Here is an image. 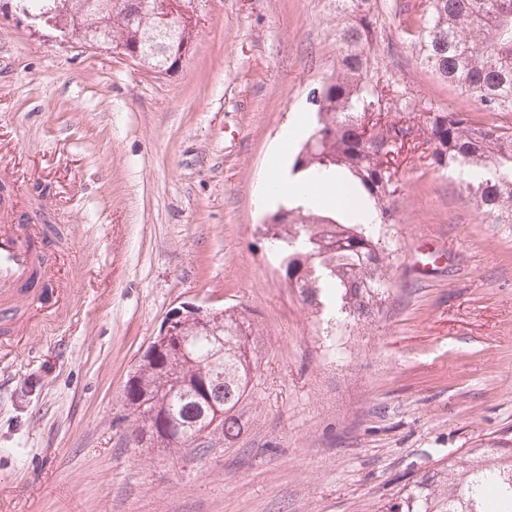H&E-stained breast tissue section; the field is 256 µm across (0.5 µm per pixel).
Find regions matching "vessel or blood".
Returning <instances> with one entry per match:
<instances>
[{
	"mask_svg": "<svg viewBox=\"0 0 512 512\" xmlns=\"http://www.w3.org/2000/svg\"><path fill=\"white\" fill-rule=\"evenodd\" d=\"M55 253L53 238L32 214H21L13 228L0 230V321L12 318L19 300L60 296L58 281L39 275L43 266L53 265Z\"/></svg>",
	"mask_w": 512,
	"mask_h": 512,
	"instance_id": "obj_1",
	"label": "vessel or blood"
}]
</instances>
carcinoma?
Wrapping results in <instances>:
<instances>
[{
    "instance_id": "carcinoma-1",
    "label": "carcinoma",
    "mask_w": 512,
    "mask_h": 512,
    "mask_svg": "<svg viewBox=\"0 0 512 512\" xmlns=\"http://www.w3.org/2000/svg\"><path fill=\"white\" fill-rule=\"evenodd\" d=\"M79 23L69 38L85 44L101 21L112 43L134 50V61L169 74L178 68L196 28H177L154 39L152 20L139 0H66ZM357 13L345 34L363 43L372 35V0H347ZM20 11L45 13L56 0H12ZM403 0L402 31L418 50L419 64L480 103L497 120L469 112L433 110L391 82L368 77V59L347 50L340 68L319 88L310 132L299 145L292 172L309 182L340 178L345 195L372 204L380 223H398V167L419 155L436 169L473 168L466 184L487 224H512V0ZM335 208L324 213L281 208L263 224L279 246V268L288 285L311 305H335L346 317L369 313L388 291L389 253L382 239L361 223L343 222ZM224 344L200 334L194 321L184 335L160 349L157 359L141 356L127 381L124 407L130 427H151L146 447L173 454L191 452L186 437L161 434L168 420L194 431L224 415V437L239 432L234 411L249 397L260 363L261 332L250 310L224 308ZM214 379L199 384L202 371ZM382 512H512V448H469L403 485Z\"/></svg>"
}]
</instances>
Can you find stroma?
Instances as JSON below:
<instances>
[{
  "instance_id": "35a3bbf8",
  "label": "stroma",
  "mask_w": 512,
  "mask_h": 512,
  "mask_svg": "<svg viewBox=\"0 0 512 512\" xmlns=\"http://www.w3.org/2000/svg\"><path fill=\"white\" fill-rule=\"evenodd\" d=\"M377 3L370 75L479 111ZM353 22L345 0H208L167 75L0 23V224L40 211L69 253L49 324L0 330L22 345L0 359V512H379L437 460L512 447V224L483 223L459 176L403 164L389 291L332 331L259 232L266 172L298 149L282 133ZM196 300L262 333L240 432L201 455L125 447L129 374Z\"/></svg>"
}]
</instances>
